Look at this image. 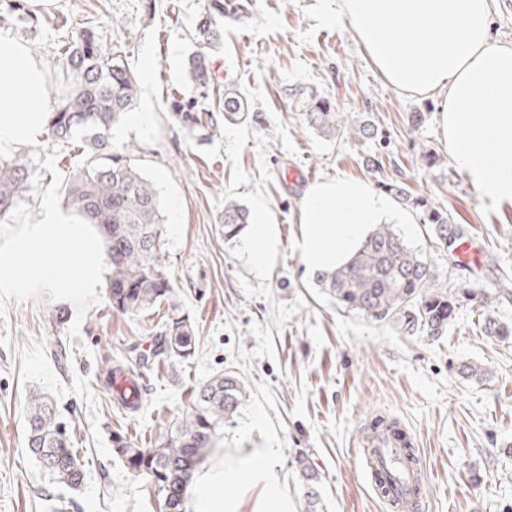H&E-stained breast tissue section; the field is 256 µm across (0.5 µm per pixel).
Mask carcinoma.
Returning a JSON list of instances; mask_svg holds the SVG:
<instances>
[{"label": "carcinoma", "instance_id": "cac0c4a2", "mask_svg": "<svg viewBox=\"0 0 512 512\" xmlns=\"http://www.w3.org/2000/svg\"><path fill=\"white\" fill-rule=\"evenodd\" d=\"M10 10L28 25L40 29L46 19L31 10L26 0H5ZM249 0H204L192 29L194 51L186 65V81L194 96L171 102L170 116L183 128L205 136L217 133L221 122L242 123L249 117L246 98L224 90V106L208 110L200 101L210 98L215 84L212 55L222 44L224 21L238 20ZM56 53L71 89L50 112L42 143L73 146L80 166L72 174L69 205L99 225L106 244L109 301L115 314H135L170 301L174 288L162 260L165 224L160 196L142 172L132 145L116 147L111 131L131 109L138 81L125 55L102 43L97 27L82 29L77 39L61 40ZM310 128L324 137L348 133L374 134L366 122L348 125L344 114L326 98H312L305 112ZM36 171L27 152L0 157V220L35 190ZM396 198L420 211L433 238L448 242V213L424 198L410 197L404 183H386ZM249 213L240 205L224 206V240L238 238ZM435 271L423 254L412 249L390 224H377L344 266L316 275L318 286L336 299V305L378 322H392L404 332L430 337L444 335L459 309L473 300L469 288H435ZM159 355L186 359L194 355L198 339L189 318L167 315L159 333ZM122 363L106 370L116 407L134 409L130 390L118 380L133 375ZM247 395L238 376L218 375L194 390V399L175 434L155 448H139L119 430L112 446L135 478H145L162 498L164 512H185L189 478L206 449L212 447L216 428L231 418ZM28 451L54 480L76 488L83 480L81 462L71 441L56 424V409L46 397L34 395L27 404ZM307 498V512H317L316 471L302 458L296 461Z\"/></svg>", "mask_w": 512, "mask_h": 512}]
</instances>
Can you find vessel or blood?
Returning <instances> with one entry per match:
<instances>
[{"label": "vessel or blood", "mask_w": 512, "mask_h": 512, "mask_svg": "<svg viewBox=\"0 0 512 512\" xmlns=\"http://www.w3.org/2000/svg\"><path fill=\"white\" fill-rule=\"evenodd\" d=\"M368 422L358 453L362 467L380 483L389 501L405 499L409 502L406 512H424L422 471L407 459L406 449L412 444L409 431L380 412L371 413Z\"/></svg>", "instance_id": "b4317fda"}]
</instances>
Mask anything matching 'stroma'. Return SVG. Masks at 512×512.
I'll return each instance as SVG.
<instances>
[{
    "instance_id": "1",
    "label": "stroma",
    "mask_w": 512,
    "mask_h": 512,
    "mask_svg": "<svg viewBox=\"0 0 512 512\" xmlns=\"http://www.w3.org/2000/svg\"><path fill=\"white\" fill-rule=\"evenodd\" d=\"M324 2L250 0L247 18L225 23L217 87H237L254 118L223 124L210 140L167 112L172 96L190 91L183 69L203 0H30L49 19L35 32L16 14L0 13V32L44 60L53 107L64 91L58 40L90 23L105 44L124 51L140 85L134 109L151 110L152 119L142 127L121 120L112 143L134 145L158 188L163 261L174 299L199 336L190 360H158L142 370L141 405L127 412L113 405L102 371L151 355L165 309L120 315L104 300L71 339L75 306L44 297L1 307L0 512H161L152 488L113 453L112 432L142 448L159 445L161 433L179 426L192 391L228 371L250 391L216 442L232 470L224 495L238 512H261L265 501L262 485L237 468L254 448L275 449L288 512H306L293 463L299 453L320 479V512H389L354 463L362 424L375 411L397 416L415 434L429 485L426 512H512V335L484 331L489 316L512 328V204L482 199L448 156L437 100L406 96L384 81L347 25L320 22ZM314 96L368 121L376 137L321 138L305 121ZM411 112L425 113L421 127L408 126ZM427 150L439 158L431 168L421 160ZM370 156L379 168L366 167ZM339 178L373 186L405 179L410 193L447 210L461 239L481 246L476 273L451 247L430 241L415 210L398 227L436 268L438 286L478 295L441 338L344 311L316 285L296 247L301 199L310 183ZM229 201L270 212L277 245L266 269L252 266L246 239L225 242ZM468 364L483 367L485 377H466ZM35 393L56 403L83 464L78 489L53 481L27 451L25 408Z\"/></svg>"
}]
</instances>
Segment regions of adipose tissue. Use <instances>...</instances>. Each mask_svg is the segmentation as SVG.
<instances>
[{
    "mask_svg": "<svg viewBox=\"0 0 512 512\" xmlns=\"http://www.w3.org/2000/svg\"><path fill=\"white\" fill-rule=\"evenodd\" d=\"M490 0H332L325 19L348 23L386 82L436 97L439 128L455 168L483 199L512 203V45L490 35ZM46 65L18 42L0 41V151L35 144L48 123ZM404 217L368 183L310 186L301 201L297 246L309 266L331 270L353 255L374 224ZM272 448L243 464L282 506ZM191 512H225L224 464L195 470Z\"/></svg>",
    "mask_w": 512,
    "mask_h": 512,
    "instance_id": "ef3b65f1",
    "label": "adipose tissue"
}]
</instances>
